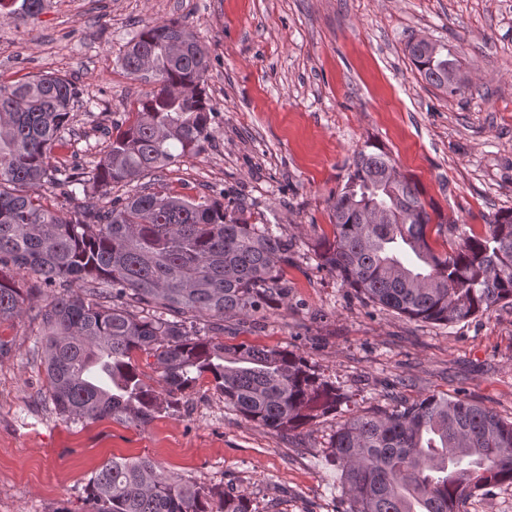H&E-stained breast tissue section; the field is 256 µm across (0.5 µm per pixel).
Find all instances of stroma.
Returning <instances> with one entry per match:
<instances>
[{"label":"stroma","mask_w":512,"mask_h":512,"mask_svg":"<svg viewBox=\"0 0 512 512\" xmlns=\"http://www.w3.org/2000/svg\"><path fill=\"white\" fill-rule=\"evenodd\" d=\"M171 19L208 50L215 113L212 142L163 170V186L194 198L223 190L226 205L284 225L295 242L284 309L226 322L223 340L294 351L350 402L283 437L225 406L205 377L142 426L65 421L25 314L0 323V512H83L90 478L115 455L221 485L255 512H339L324 450L350 414L434 394L511 418V306L449 326L411 320L343 287L312 247L367 141L418 182L451 223L449 241L512 208V0H47L36 22L0 19V81L78 82L83 101L59 157L67 171L94 168L106 129L145 89L121 66L125 43L138 25ZM417 37L448 47L468 93L421 81L406 51Z\"/></svg>","instance_id":"obj_1"}]
</instances>
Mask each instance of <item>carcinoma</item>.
Listing matches in <instances>:
<instances>
[{
	"label": "carcinoma",
	"instance_id": "cac0c4a2",
	"mask_svg": "<svg viewBox=\"0 0 512 512\" xmlns=\"http://www.w3.org/2000/svg\"><path fill=\"white\" fill-rule=\"evenodd\" d=\"M45 0H0V18L37 19ZM429 86L469 89L456 58L411 41ZM134 81L152 83L112 124L89 173L59 178L81 90L56 75L0 83V322L26 311L42 336L46 390L64 419L140 426L167 413L197 381L214 387L254 426L289 435L349 402V395L284 348L228 345V320L264 319L288 298L293 242L279 224H251L224 191L197 200L164 188L125 187L197 154L212 139L206 47L179 21L148 22L121 57ZM103 201L67 210L43 203L51 188ZM332 234L318 266L368 301L412 320L449 326L512 306V208L482 233L439 252L417 185L365 142L329 205ZM156 360L161 385L133 354ZM325 455L340 472L346 512H467L495 486L512 487V421L460 398L429 395L387 411L354 414ZM88 512H253L229 495L148 458L112 457L89 481Z\"/></svg>",
	"mask_w": 512,
	"mask_h": 512
}]
</instances>
